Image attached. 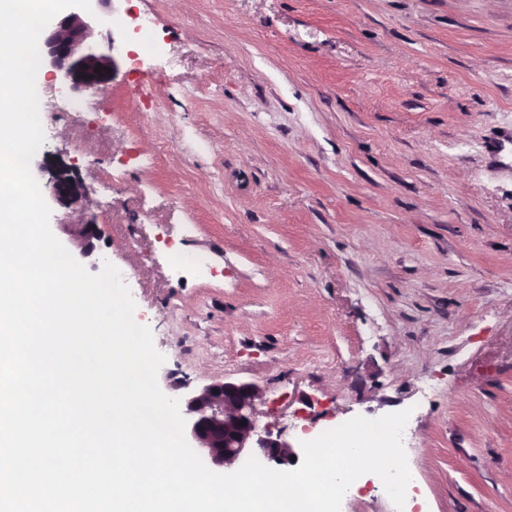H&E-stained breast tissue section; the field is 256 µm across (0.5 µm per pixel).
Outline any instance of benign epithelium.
<instances>
[{
    "mask_svg": "<svg viewBox=\"0 0 512 512\" xmlns=\"http://www.w3.org/2000/svg\"><path fill=\"white\" fill-rule=\"evenodd\" d=\"M93 13L74 8L57 22L46 26L41 34L44 56L60 73L64 82L76 89H94L112 79V49L102 50L91 40L94 26L101 23L98 3ZM101 72H95V68ZM51 195L68 206H81L85 189L76 176L61 170L51 173ZM70 241L87 252L92 239L98 235L95 224H69ZM263 399L262 389L249 382H214L197 389L183 398L187 415L186 432L191 447L214 467L235 460L253 448H259L268 459L286 465L297 458L288 442L271 438V433L260 434L257 427L256 406Z\"/></svg>",
    "mask_w": 512,
    "mask_h": 512,
    "instance_id": "1",
    "label": "benign epithelium"
}]
</instances>
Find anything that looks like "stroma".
Listing matches in <instances>:
<instances>
[{"mask_svg": "<svg viewBox=\"0 0 512 512\" xmlns=\"http://www.w3.org/2000/svg\"><path fill=\"white\" fill-rule=\"evenodd\" d=\"M111 5L106 85L37 72L31 171L83 182L51 230L98 225L82 264L123 272L160 389L257 384L295 447L410 410L427 512H512V0Z\"/></svg>", "mask_w": 512, "mask_h": 512, "instance_id": "1", "label": "stroma"}]
</instances>
